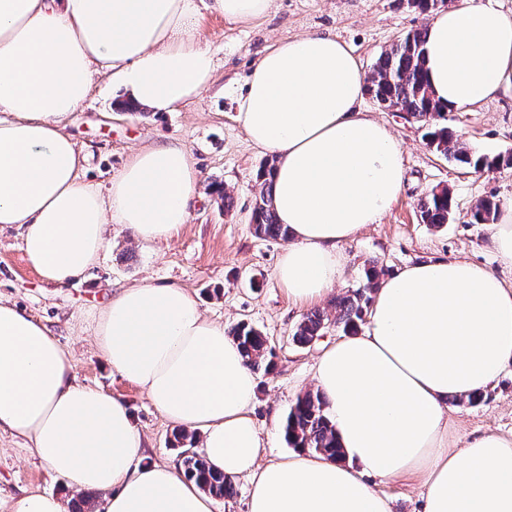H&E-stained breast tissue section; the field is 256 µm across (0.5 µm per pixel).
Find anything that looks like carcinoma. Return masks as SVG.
Segmentation results:
<instances>
[{
	"mask_svg": "<svg viewBox=\"0 0 512 512\" xmlns=\"http://www.w3.org/2000/svg\"><path fill=\"white\" fill-rule=\"evenodd\" d=\"M426 29L407 32L377 58L368 78L367 93L383 108H397L414 121L429 128L427 145L437 154L472 167L475 171H490L511 160L501 156H473L453 131L434 123L443 116L434 102L423 78ZM499 205L492 199L481 202L472 214L476 223L487 224L497 217ZM454 211L453 197L448 188L432 190L418 204L421 222L433 227L448 223ZM251 223L259 237L290 239L288 226L277 221L271 191L255 199ZM381 270L373 264L365 269V284L336 304V315L316 309L307 313L298 324L293 340L308 345L323 335L330 326L343 334L359 331L373 302V292ZM238 343L248 366L255 372L271 373L275 369V354L268 337L260 330L239 323L228 332ZM326 403L319 393L307 392L298 397L285 418L283 431L289 446L312 453L336 456L340 449L333 425L325 411ZM173 447L179 449L181 471L187 478L198 481L204 492L217 498L233 494V484L224 474L210 469L205 456L195 450L193 436L178 430L173 434Z\"/></svg>",
	"mask_w": 512,
	"mask_h": 512,
	"instance_id": "cac0c4a2",
	"label": "carcinoma"
}]
</instances>
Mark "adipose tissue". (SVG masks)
I'll list each match as a JSON object with an SVG mask.
<instances>
[{"mask_svg":"<svg viewBox=\"0 0 512 512\" xmlns=\"http://www.w3.org/2000/svg\"><path fill=\"white\" fill-rule=\"evenodd\" d=\"M273 0H0V226L23 229L42 279L63 284L99 259L111 226L144 243L189 218L201 174L176 144L133 153L107 192L81 182L66 120L94 69L153 112L211 84L214 60L193 31L201 10L246 23ZM425 78L443 111L512 92V12L458 0L427 25ZM367 80L331 35L275 42L236 90V121L275 159L274 207L291 240L275 275L298 304L344 276L339 245L397 201L402 144L360 109ZM104 362L170 422L203 435L209 465L249 485L247 512H391L379 481L416 480L422 512H512V438L451 447L448 403L486 392L512 363V284L469 260L407 266L384 278L367 326L316 365L344 456L293 452L260 464L251 417L257 381L223 325L179 286L121 289L94 329ZM50 329L0 300V430L28 439L76 493L103 512H215L195 480L144 461L128 405L77 384Z\"/></svg>","mask_w":512,"mask_h":512,"instance_id":"obj_1","label":"adipose tissue"}]
</instances>
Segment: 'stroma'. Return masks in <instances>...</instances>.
I'll return each mask as SVG.
<instances>
[{
	"mask_svg": "<svg viewBox=\"0 0 512 512\" xmlns=\"http://www.w3.org/2000/svg\"><path fill=\"white\" fill-rule=\"evenodd\" d=\"M426 21V15L409 9L405 0H273L267 15L247 24L203 13L195 36L215 58L213 83L200 98L173 112L124 111L128 91L111 86L106 76L94 75L88 101L66 125L83 157L84 181L107 189L134 151L159 143L183 145L202 174L189 219L176 236L151 245L138 244L126 233L112 235L97 264L79 279L57 285L41 279L28 263L21 228L1 226L0 299L48 326L75 359L78 383L128 403L145 440L147 462L177 467V451L170 443L174 425L140 388L112 372L94 347L92 330L112 291L143 280L178 285L196 297L210 320L228 328L246 322L268 337L277 367L272 374L258 375L251 407L261 437L272 441L262 455L266 462L289 453L284 418L297 396L314 390L316 361L340 337L331 328L307 346L292 339L308 308L292 302L275 277L284 242L257 237L250 225L254 201L262 190L256 171L266 154L250 143L235 121L227 84L242 82L277 40L311 32L336 35L368 73L381 52ZM361 109L385 123L401 142L403 190L380 223L340 245L345 275L319 302V309L333 312L337 299L362 286L364 269L372 263L391 275L417 261L463 257L496 269L511 282L512 270L499 266L490 251L488 225L474 223L472 214L484 199L512 198V166L474 171L430 149L419 123L383 109L369 97ZM439 122L481 154L512 155L511 96L446 113ZM215 182L231 195V210H224L213 193ZM438 186L452 192L455 214L448 224L434 228L421 223L418 203ZM449 408L448 439L455 445L486 433L512 436V364L482 402L453 400ZM31 492L73 497L26 438L0 430V512H10L14 501Z\"/></svg>",
	"mask_w": 512,
	"mask_h": 512,
	"instance_id": "1",
	"label": "stroma"
}]
</instances>
